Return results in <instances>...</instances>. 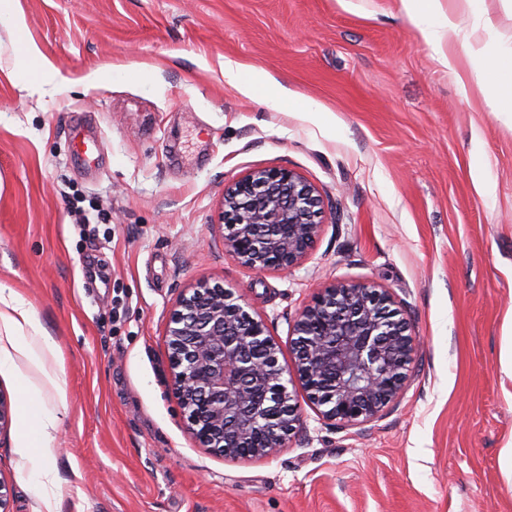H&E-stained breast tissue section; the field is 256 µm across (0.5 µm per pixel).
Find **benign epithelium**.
Returning <instances> with one entry per match:
<instances>
[{
  "instance_id": "obj_1",
  "label": "benign epithelium",
  "mask_w": 512,
  "mask_h": 512,
  "mask_svg": "<svg viewBox=\"0 0 512 512\" xmlns=\"http://www.w3.org/2000/svg\"><path fill=\"white\" fill-rule=\"evenodd\" d=\"M322 209L296 172L253 171L224 188L225 255L256 271L295 266L316 246ZM391 303L371 285L322 289L291 326L289 369L246 304L197 283L170 311L167 329L172 389L195 439L227 459L273 456L302 428L294 382L327 421L375 419L401 395L418 345Z\"/></svg>"
}]
</instances>
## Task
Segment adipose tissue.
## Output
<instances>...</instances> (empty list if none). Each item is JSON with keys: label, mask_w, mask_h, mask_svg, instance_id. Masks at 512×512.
<instances>
[{"label": "adipose tissue", "mask_w": 512, "mask_h": 512, "mask_svg": "<svg viewBox=\"0 0 512 512\" xmlns=\"http://www.w3.org/2000/svg\"><path fill=\"white\" fill-rule=\"evenodd\" d=\"M400 3L421 40L437 51L443 65L454 66L456 56L444 52L440 34L441 29L453 27L454 21L442 11L440 0H400ZM467 58L487 107L512 122V65L480 47L468 48ZM0 323L19 334V350L32 363H40L47 353L53 352L52 341L32 311L17 293L3 287H0Z\"/></svg>", "instance_id": "obj_1"}]
</instances>
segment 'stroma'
Here are the masks:
<instances>
[{"label": "stroma", "mask_w": 512, "mask_h": 512, "mask_svg": "<svg viewBox=\"0 0 512 512\" xmlns=\"http://www.w3.org/2000/svg\"><path fill=\"white\" fill-rule=\"evenodd\" d=\"M452 10L444 49L512 55V6ZM0 22V283L54 342L0 366L11 512H512V128L467 59L443 66L400 0H18ZM34 39L63 80L21 62ZM288 92H245L225 61ZM97 71L106 80L87 82ZM95 138L96 164L75 134ZM288 168L324 198L300 264L224 253V188ZM81 199L90 222L77 228ZM206 281L287 346L317 289L387 290L420 345L402 395L342 427L297 393L304 429L267 459L202 447L173 394L167 318ZM24 373L34 390L17 387ZM58 419L44 504L19 448L23 407Z\"/></svg>", "instance_id": "stroma-1"}]
</instances>
